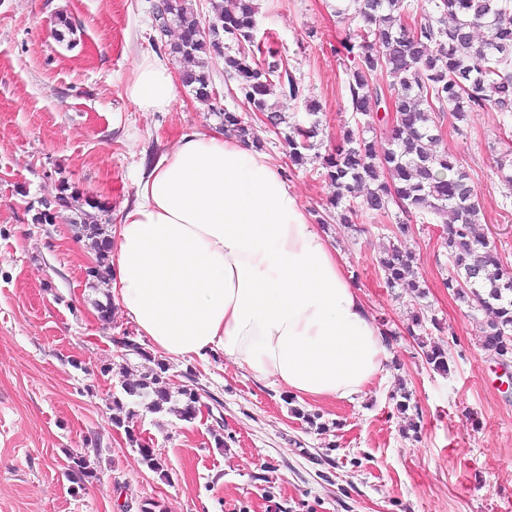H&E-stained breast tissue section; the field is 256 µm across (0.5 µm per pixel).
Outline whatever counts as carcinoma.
Wrapping results in <instances>:
<instances>
[{"label": "carcinoma", "mask_w": 512, "mask_h": 512, "mask_svg": "<svg viewBox=\"0 0 512 512\" xmlns=\"http://www.w3.org/2000/svg\"><path fill=\"white\" fill-rule=\"evenodd\" d=\"M257 14L255 0H211L204 23L190 0H162L154 20L162 30H176L168 55L180 64L182 83L198 102L211 106L224 131L264 148L251 121L216 104L211 80L215 55L223 59L224 73L237 81L235 96L248 111L268 117L267 132L276 136L292 165L306 166L311 151L321 159L319 176L334 188L328 208L336 221L353 224L366 213L376 219L393 207L424 223L443 220L444 248L453 268L446 286L470 309L484 313V349L511 360L512 270L496 246L476 231L483 205L469 174L430 144L439 139L447 111L458 123L476 109L512 112V0H426L421 5L415 0H336L337 16L349 22L345 88L354 125L344 131L342 144L323 157L315 152L322 126L319 104H306L307 121L289 122L270 101L275 93L301 100L303 83L277 49L257 40ZM381 112L395 113L390 125L383 123ZM379 133L385 148L377 146ZM496 169L512 188L511 152L496 159ZM60 199L76 210L71 221L98 254L89 276L104 281L110 270L109 240L103 226L89 221L83 210L102 206L65 183ZM376 262L387 287L403 288L415 300L425 296L415 255L393 243ZM419 345L427 364L448 373V352L440 343L422 339ZM167 370L159 362L156 370L122 390L160 412L172 398ZM182 396L175 412L191 420L198 396L191 389ZM126 435L150 469L163 470L137 434L128 429ZM69 476L93 477L89 460L72 457Z\"/></svg>", "instance_id": "cac0c4a2"}]
</instances>
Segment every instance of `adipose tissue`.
<instances>
[{
	"label": "adipose tissue",
	"instance_id": "1",
	"mask_svg": "<svg viewBox=\"0 0 512 512\" xmlns=\"http://www.w3.org/2000/svg\"><path fill=\"white\" fill-rule=\"evenodd\" d=\"M169 111L175 76L144 56L128 88ZM112 301L160 355L222 357L301 400L352 402L385 371L384 334L339 252L271 156L192 131L136 182L112 228Z\"/></svg>",
	"mask_w": 512,
	"mask_h": 512
}]
</instances>
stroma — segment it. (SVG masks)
Here are the masks:
<instances>
[{
	"label": "stroma",
	"instance_id": "1",
	"mask_svg": "<svg viewBox=\"0 0 512 512\" xmlns=\"http://www.w3.org/2000/svg\"><path fill=\"white\" fill-rule=\"evenodd\" d=\"M153 2L0 0V512H141L148 500L155 512H512V384L482 346L483 313L444 286L451 267L438 224L402 234L395 218L363 216L325 228L387 334L386 371L362 399L303 402L224 361H171V391L199 396L195 419L139 405L129 421L162 472L113 424L123 376L154 369L160 357L113 306L108 284L89 286L96 252L77 237L71 211L41 226L30 208L66 183L108 202L94 218L111 227L136 180L183 133L219 127L183 86L167 112L130 100L139 59L168 54L153 38ZM257 4L260 32L304 81L302 100H272L300 121L306 102H317L319 151L328 153L353 122L341 47L348 27L330 0ZM63 17L74 30L60 42L53 32ZM453 125L445 119L435 148L469 172L483 203L480 229L512 266V194L494 170L512 145V117L485 109L462 131ZM264 140L307 212L323 210L329 185L288 166L274 135ZM393 241L417 258L421 302L384 283L375 257ZM101 304L110 320L100 319ZM419 307L446 326L448 374L432 370L408 332ZM130 340L146 355L129 350ZM397 390L408 410L397 408ZM75 454L89 457L95 478L71 480Z\"/></svg>",
	"mask_w": 512,
	"mask_h": 512
}]
</instances>
